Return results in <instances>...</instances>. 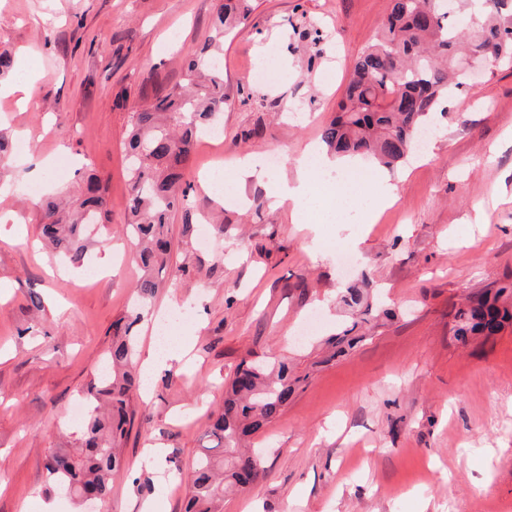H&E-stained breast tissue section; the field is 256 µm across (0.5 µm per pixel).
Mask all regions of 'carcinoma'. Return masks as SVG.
<instances>
[{
	"mask_svg": "<svg viewBox=\"0 0 512 512\" xmlns=\"http://www.w3.org/2000/svg\"><path fill=\"white\" fill-rule=\"evenodd\" d=\"M466 8L475 21L474 34L459 29L457 12ZM251 11L250 0H221L215 23L232 31ZM495 56H485L487 48ZM486 59L512 64V0H391V11L374 43L356 61L338 115L327 125L322 142L338 156L370 155L392 167L410 148L412 137L447 112L444 103L455 90L470 86L469 71L459 59ZM209 48L191 50L183 58L187 83L169 91L143 93L145 103L131 113L128 153L129 205L124 233L135 247L144 274L136 294L141 307L112 323V346L104 367L85 392L86 419L75 448L51 451L46 471L52 484L78 502L92 495L107 501L112 479L123 470L121 444L137 416L133 395L137 372L136 336L132 328L159 289L156 273L170 259L169 219L187 197L184 171L194 143L209 119L224 111V72L206 60ZM39 231L60 258L76 267L85 264V226L106 208L100 181L90 176L79 202L65 207L40 198ZM508 290L471 296L459 308V333L492 335L512 322V304L500 301ZM298 377L288 364L242 360L224 391V406L208 424V444L196 454L189 478L185 512H220L224 485L247 487L266 476L259 455L241 451L242 440L275 419L288 405Z\"/></svg>",
	"mask_w": 512,
	"mask_h": 512,
	"instance_id": "obj_1",
	"label": "carcinoma"
}]
</instances>
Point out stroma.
Instances as JSON below:
<instances>
[{"label":"stroma","instance_id":"1","mask_svg":"<svg viewBox=\"0 0 512 512\" xmlns=\"http://www.w3.org/2000/svg\"><path fill=\"white\" fill-rule=\"evenodd\" d=\"M218 0H0V40L14 55L0 77V129L26 151L0 156V512H77L45 462L59 429L132 309L138 261L121 228L128 197L126 131L143 87L185 81L188 50L213 35ZM391 0H253L224 41V143L197 141L188 203L170 219V261L150 315L146 353L168 301L189 304L176 331L180 367L138 394L124 472L106 512H183L195 454L222 387L242 359L287 362L301 382L285 410L250 438L265 478L224 494V512H512V325L456 336L470 293L512 283V66L453 93L426 153L393 169L361 159L397 200L377 219L293 220L266 176L214 195L217 164L274 153L294 177L305 145L335 117L349 73ZM318 29L308 60L303 32ZM279 49L281 81L251 68ZM333 72L322 84L325 72ZM35 78L25 97L17 85ZM41 167L44 192L77 194L96 175L108 199L106 240L89 267L62 265L38 239L40 212L22 192ZM224 226L201 244L198 222ZM352 258L342 266L339 254ZM362 283L369 308L339 298ZM40 300L34 309L32 300ZM162 445V463L146 451Z\"/></svg>","mask_w":512,"mask_h":512}]
</instances>
